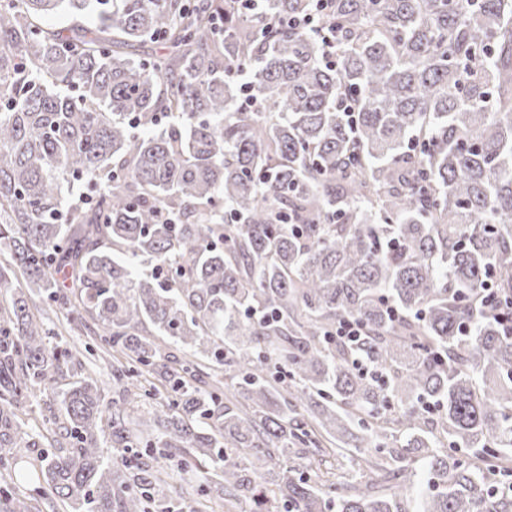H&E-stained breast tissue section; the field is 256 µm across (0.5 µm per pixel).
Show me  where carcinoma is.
<instances>
[{
  "label": "carcinoma",
  "instance_id": "obj_1",
  "mask_svg": "<svg viewBox=\"0 0 512 512\" xmlns=\"http://www.w3.org/2000/svg\"><path fill=\"white\" fill-rule=\"evenodd\" d=\"M313 7L0 0V512L188 507L141 446L212 469L192 512H512V0H332L334 62ZM499 293L495 288H487L486 297L481 299V306L484 312L493 317L502 327L505 334H512V302H499ZM68 340L69 344L73 347L75 343L76 347L80 350V360L85 363V372L95 371L98 376L108 380L109 386L105 390V402L107 405L112 404V397L116 398L117 395L112 390V367L107 362L101 360L102 352L100 350V341L97 336H63ZM90 347V353L85 352V346ZM67 382H69L68 377L64 376V377L60 378V380L53 392L51 390H46L42 396H40V394L38 392L37 393L38 397L36 399H31V402L26 404L28 413H29L28 424L32 430L37 431L39 433L46 434L47 429H50L51 427L54 428V426L51 425L50 423H48L46 420V419H48V417H50L48 406H49L50 402L51 403L54 402L53 398L57 399L55 397L56 395L54 393L59 392V391H61V389L65 388L66 387L65 384ZM54 403H55L54 408L56 410V414H59L58 413V408H59L58 400H56ZM325 461H323V464L320 466V468H316V464L314 463L312 468L306 466L305 464H295L300 469H302L305 472V476L310 477L311 479L315 480H334V473L336 472L337 476H344L348 472H350L352 469L357 471V467L352 468L351 464L342 458H337L336 461L334 456L325 457Z\"/></svg>",
  "mask_w": 512,
  "mask_h": 512
}]
</instances>
